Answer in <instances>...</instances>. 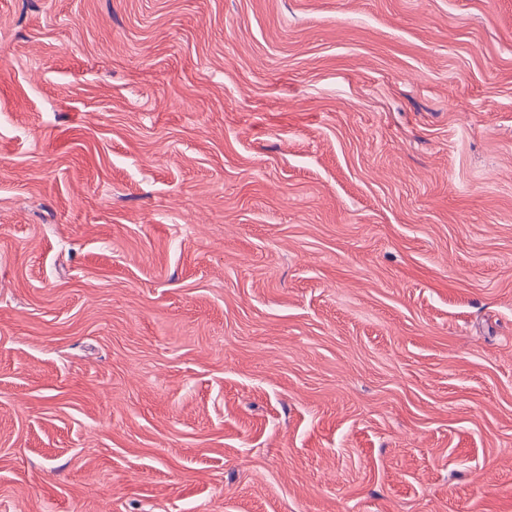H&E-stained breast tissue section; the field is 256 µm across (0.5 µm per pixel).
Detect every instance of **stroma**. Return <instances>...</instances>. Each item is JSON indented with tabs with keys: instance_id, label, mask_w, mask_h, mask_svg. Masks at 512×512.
I'll list each match as a JSON object with an SVG mask.
<instances>
[{
	"instance_id": "1",
	"label": "stroma",
	"mask_w": 512,
	"mask_h": 512,
	"mask_svg": "<svg viewBox=\"0 0 512 512\" xmlns=\"http://www.w3.org/2000/svg\"><path fill=\"white\" fill-rule=\"evenodd\" d=\"M0 512H512V0H0Z\"/></svg>"
}]
</instances>
